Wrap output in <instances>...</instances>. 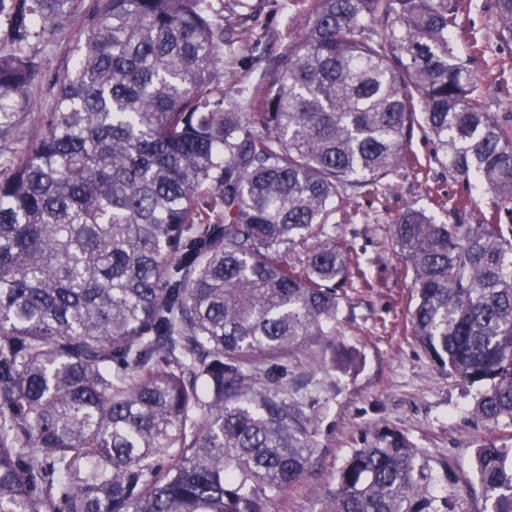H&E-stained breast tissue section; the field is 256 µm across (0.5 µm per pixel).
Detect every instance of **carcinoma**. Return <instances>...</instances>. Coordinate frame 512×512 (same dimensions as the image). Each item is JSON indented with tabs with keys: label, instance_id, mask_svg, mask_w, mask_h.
Here are the masks:
<instances>
[{
	"label": "carcinoma",
	"instance_id": "cac0c4a2",
	"mask_svg": "<svg viewBox=\"0 0 512 512\" xmlns=\"http://www.w3.org/2000/svg\"><path fill=\"white\" fill-rule=\"evenodd\" d=\"M282 65L227 105L210 0H0V139L38 79L57 99L0 176V512H269L315 451V416L253 372L325 336L376 285L336 237L407 172L454 222L392 221L411 334L512 427V117L488 111L458 34L469 0H294ZM82 18L72 65L22 52ZM512 44V0H493ZM433 165L406 151L415 131ZM494 195L480 212L436 168ZM303 256L288 261V252ZM400 431L375 430L321 512H455ZM483 512H512V448L475 456Z\"/></svg>",
	"mask_w": 512,
	"mask_h": 512
}]
</instances>
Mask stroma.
<instances>
[{
  "mask_svg": "<svg viewBox=\"0 0 512 512\" xmlns=\"http://www.w3.org/2000/svg\"><path fill=\"white\" fill-rule=\"evenodd\" d=\"M255 5L251 20L265 40L247 49H236L225 58L224 95L233 102L249 97L263 72L272 68L283 50L281 36L299 29L301 18L293 0H248ZM468 30L482 42L488 58L497 60L493 70L479 69L478 92L491 111L512 116V45L501 43L492 19V0H470L464 16ZM82 39L81 22H72L55 40H31L27 54L42 60L48 71L61 67L65 50ZM47 84H36L23 110V121L13 138L0 140V172L28 149L55 107ZM389 211L375 224H346L340 232L361 254L367 277L379 282L372 292L348 289L340 303L333 336H310L289 348L272 374L258 373V385L278 384L300 399L317 417L313 462L292 487L273 494L270 512H320L337 469L362 440L375 429L402 431L423 452L437 477L436 489L450 497L456 512H481L479 496L466 487L475 481V452L488 432L472 414L476 391L450 371L441 369L406 331V301L411 280L400 273L393 248L390 215L407 206L428 208L429 203L413 177H399L387 193ZM352 350L355 367L330 365V345ZM451 462L458 483H450L442 470Z\"/></svg>",
  "mask_w": 512,
  "mask_h": 512,
  "instance_id": "stroma-1",
  "label": "stroma"
}]
</instances>
